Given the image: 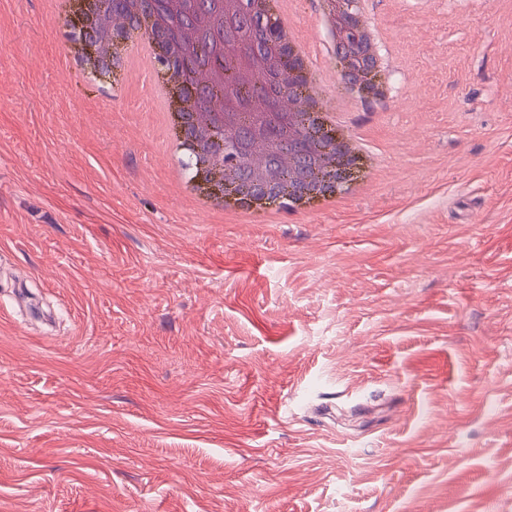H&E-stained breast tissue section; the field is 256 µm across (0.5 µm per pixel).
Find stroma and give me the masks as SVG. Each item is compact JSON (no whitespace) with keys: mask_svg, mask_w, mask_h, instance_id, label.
Listing matches in <instances>:
<instances>
[{"mask_svg":"<svg viewBox=\"0 0 512 512\" xmlns=\"http://www.w3.org/2000/svg\"><path fill=\"white\" fill-rule=\"evenodd\" d=\"M362 3L382 163L263 224L0 0V512H512V0Z\"/></svg>","mask_w":512,"mask_h":512,"instance_id":"stroma-1","label":"stroma"}]
</instances>
